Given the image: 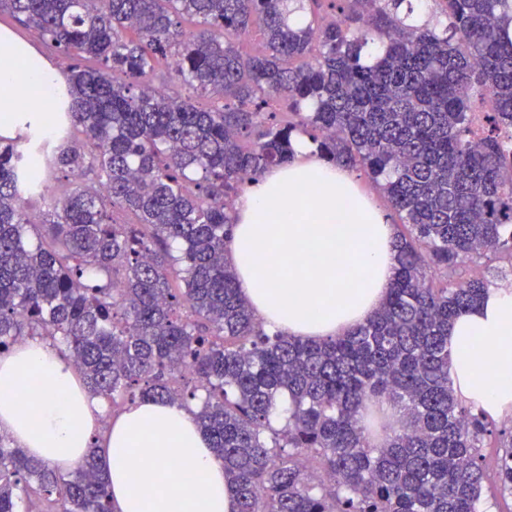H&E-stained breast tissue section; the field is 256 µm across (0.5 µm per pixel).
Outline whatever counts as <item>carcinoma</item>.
<instances>
[{
  "instance_id": "obj_1",
  "label": "carcinoma",
  "mask_w": 512,
  "mask_h": 512,
  "mask_svg": "<svg viewBox=\"0 0 512 512\" xmlns=\"http://www.w3.org/2000/svg\"><path fill=\"white\" fill-rule=\"evenodd\" d=\"M432 2L430 23L413 0H0L72 61L55 137L34 112L0 135V352L49 338L117 409L201 401L237 512H479L492 437L512 497V428L458 400L448 353L453 318L512 277V0ZM164 61L184 92L153 84ZM299 134L404 228L385 302L321 341L266 332L224 262L242 185ZM487 251L501 265L454 277ZM382 402L404 423L377 438ZM98 457L63 473L1 433L0 512H112Z\"/></svg>"
}]
</instances>
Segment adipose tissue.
I'll list each match as a JSON object with an SVG mask.
<instances>
[{"instance_id": "ef3b65f1", "label": "adipose tissue", "mask_w": 512, "mask_h": 512, "mask_svg": "<svg viewBox=\"0 0 512 512\" xmlns=\"http://www.w3.org/2000/svg\"><path fill=\"white\" fill-rule=\"evenodd\" d=\"M64 77L13 31L0 28V135L23 101L41 103ZM295 158L237 197L226 258L265 329L322 340L365 322L395 276V229L341 167L297 137ZM450 374L463 403L512 413V289H488L448 330ZM97 400L42 338L0 354V431L48 466L75 471L101 446L113 512H235L224 462L187 406L139 401L98 438Z\"/></svg>"}]
</instances>
